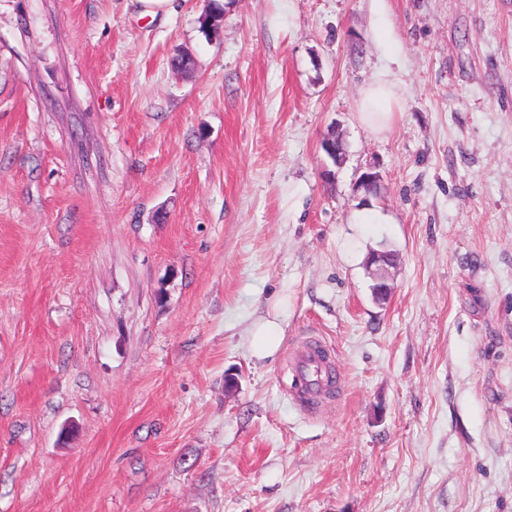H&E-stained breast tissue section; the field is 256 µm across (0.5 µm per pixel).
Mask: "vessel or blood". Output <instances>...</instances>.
Instances as JSON below:
<instances>
[{
  "label": "vessel or blood",
  "mask_w": 512,
  "mask_h": 512,
  "mask_svg": "<svg viewBox=\"0 0 512 512\" xmlns=\"http://www.w3.org/2000/svg\"><path fill=\"white\" fill-rule=\"evenodd\" d=\"M334 353L323 340H299L291 354L289 396L302 408L316 409L323 399L334 394Z\"/></svg>",
  "instance_id": "obj_1"
}]
</instances>
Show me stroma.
<instances>
[{
    "mask_svg": "<svg viewBox=\"0 0 512 512\" xmlns=\"http://www.w3.org/2000/svg\"><path fill=\"white\" fill-rule=\"evenodd\" d=\"M211 1L0 0V512H512V0ZM360 103V122L374 132H383L394 120V107L399 103V96L391 81L379 79L363 89ZM394 263L395 256L386 251H377L368 259L367 270L373 280V294L379 300L385 301L391 293L388 267ZM254 336L253 348L257 356H271L277 349V336L272 331L269 321L263 324ZM332 348L318 338L297 340L291 354V381L288 395L302 408L315 410L335 392Z\"/></svg>",
    "mask_w": 512,
    "mask_h": 512,
    "instance_id": "1",
    "label": "stroma"
}]
</instances>
